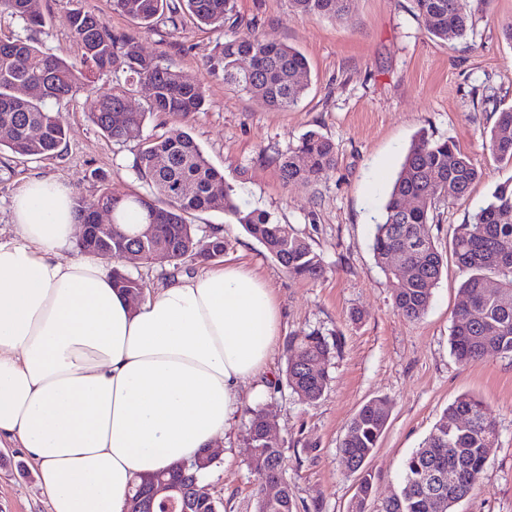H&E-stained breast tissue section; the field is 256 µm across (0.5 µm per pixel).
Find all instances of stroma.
Instances as JSON below:
<instances>
[{"instance_id": "stroma-1", "label": "stroma", "mask_w": 512, "mask_h": 512, "mask_svg": "<svg viewBox=\"0 0 512 512\" xmlns=\"http://www.w3.org/2000/svg\"><path fill=\"white\" fill-rule=\"evenodd\" d=\"M469 17L465 36L431 38L413 11L412 0H351L338 19L294 15L289 0H234L240 24L235 33L258 29L267 38L299 50L309 63L307 88L288 111L224 83L210 61L224 43L221 28L201 29L189 18L177 27L139 33L112 0H37L42 27L26 31L21 20L0 13V36H30L45 53L78 61L81 49L70 23L73 11L103 18L112 31L139 33L145 54L201 84L207 104L189 116L150 117L144 136L185 131L236 190L247 209L269 212L308 237L324 273L315 280L288 276L259 243L220 211L197 213L190 223L223 232L222 257L200 264L185 260H126L128 272L154 291L177 275H200L244 264L263 277L282 315L281 335L266 371L242 384L246 408L271 416L272 443L284 450L283 468L297 512H350L357 481L340 443L352 417L373 398L386 399L390 417L369 461L373 488L365 512H383L398 493L403 462L419 448L459 395L481 397L495 421L498 440L471 495L457 512H512V358L497 353L464 365L450 352L452 317L461 303L463 275L450 242L457 225L470 221L496 185L512 178V165L493 162L485 135L502 108L512 106V43L502 29L512 23V0H461ZM112 73L89 75V91L52 102L67 127L58 152L41 158L0 152V236L14 232L11 201L30 179L69 185L87 197L110 188L113 195L155 191L136 172L135 140L115 142L91 121L87 94L111 92ZM317 130L336 146V165L320 180L283 185L274 160ZM453 140L483 170L469 195L437 203L426 230L445 257L425 315H397L399 287L385 275L372 249L391 182L418 131ZM319 330L339 348L322 398L306 403L285 382L289 338ZM248 416L240 414L218 440L222 450L205 477L224 512H254L255 478L247 467ZM0 512H49L36 468L22 449L0 450Z\"/></svg>"}]
</instances>
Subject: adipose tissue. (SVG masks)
Here are the masks:
<instances>
[{"instance_id":"ef3b65f1","label":"adipose tissue","mask_w":512,"mask_h":512,"mask_svg":"<svg viewBox=\"0 0 512 512\" xmlns=\"http://www.w3.org/2000/svg\"><path fill=\"white\" fill-rule=\"evenodd\" d=\"M0 240V447L24 448L49 512H125L130 486L224 435L281 332L271 288L230 265L139 305L71 257L72 189L35 179Z\"/></svg>"}]
</instances>
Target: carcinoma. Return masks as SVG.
<instances>
[{
	"label": "carcinoma",
	"instance_id": "cac0c4a2",
	"mask_svg": "<svg viewBox=\"0 0 512 512\" xmlns=\"http://www.w3.org/2000/svg\"><path fill=\"white\" fill-rule=\"evenodd\" d=\"M294 14L335 19L348 9L349 0H289ZM417 18L433 37L463 36L468 17L459 0H412ZM112 9L129 17L140 28L177 26L187 14L200 27L220 28L232 18L233 0H112ZM21 18L27 27L42 26V16L31 0H0V12ZM71 29L82 55L77 62L49 55L29 39L0 38V150L22 156H49L66 137L60 113L48 103L85 90L83 70H111L125 74V83L149 82L154 94L150 112L188 116L200 111L205 90L183 79L181 73L159 59L142 52L133 34L112 32L103 18L89 12L71 14ZM249 57L252 69L242 70L240 62ZM224 71V84L259 97L276 110L294 107L306 90L301 76L308 68L306 58L294 48L270 41L255 33L247 38L228 37L217 55ZM127 91L118 86L112 92L90 97L93 123L115 141L140 137L147 113L125 108ZM43 130L38 139L27 138L30 127ZM485 147L498 163H512V106L499 112L486 137ZM336 164L334 143L316 130L306 132L299 145L276 158L280 180L287 186L323 177ZM135 168L164 197L160 207L144 196L115 197L104 189L99 195L74 198L75 220L90 224L94 210L112 211V247L149 254L168 249L179 257L206 263L224 254V235L212 232L199 236L188 222L194 213L222 211L239 224L297 279L321 275L317 253L305 237L289 224H279L266 211L242 208L234 199L233 186L224 181L186 132L161 134L147 139L136 156ZM482 176V170L451 140H435L423 131L415 137L398 171L384 205L382 221L374 225L372 251L376 263L386 273L393 270L388 258L401 254L408 263V275L394 297V309L403 318L417 321L426 313L432 290L444 265L443 254L425 230L431 211L440 201L465 196ZM185 185L190 193L181 194ZM417 205L407 209L404 200ZM140 213L141 224L154 225L151 236L142 230L125 231L128 212ZM452 254L465 278L461 293L466 302L457 309L450 337L451 351L458 362L473 363L488 350L512 357V264L499 262V255L512 251V180L498 185L472 221L454 231ZM115 284L127 294H144L140 276L113 270ZM336 345L317 330L288 340L285 380L287 386L307 403L318 401L328 388L327 366ZM247 440L253 451L248 467L259 481L282 484L275 501L255 499V512H295L292 489L283 474V449L266 441L264 429L270 422L262 408H251ZM389 416L387 402L372 399L352 418L340 444L350 473L359 480L352 512H364V502L372 490V474L367 461L377 448ZM497 439L494 422L484 402L469 394L451 403L434 425L422 446L404 461L400 472V492L385 506V512H456V506L473 490ZM216 459L204 452L183 470L173 467L134 486L129 498L142 494V508L127 505L132 512H163L150 506L157 486L178 488L174 512H223V502L206 490L204 479Z\"/></svg>",
	"mask_w": 512,
	"mask_h": 512
}]
</instances>
